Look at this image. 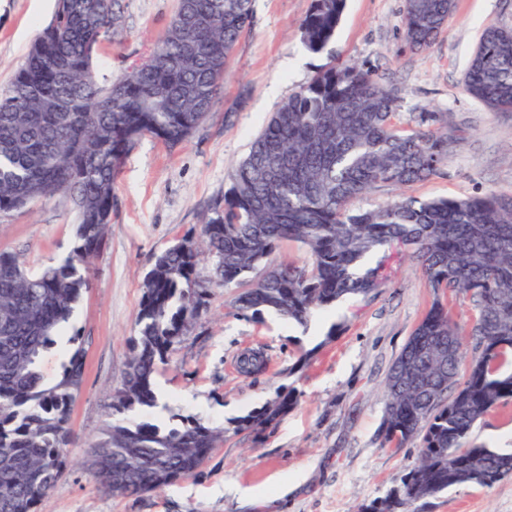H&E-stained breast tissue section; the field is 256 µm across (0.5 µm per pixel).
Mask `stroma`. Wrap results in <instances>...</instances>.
I'll return each mask as SVG.
<instances>
[{
	"mask_svg": "<svg viewBox=\"0 0 512 512\" xmlns=\"http://www.w3.org/2000/svg\"><path fill=\"white\" fill-rule=\"evenodd\" d=\"M178 0H122L123 29L97 50L101 73L119 75L160 38ZM311 0H252L211 116L182 145L152 137L125 155L115 181L112 224L91 266L92 286L73 326L84 352L83 383L73 405L66 469L40 512H358L385 497L413 465L418 442L383 443L388 370L429 310L433 293L410 260L380 290L345 300L301 328L275 316L243 317L232 289L206 279V311L176 344L156 377L162 404L151 417L193 415L224 425L223 442L191 476L135 496L105 493L89 471L88 449L112 422V393L131 353L145 274L162 249L198 235L208 208L231 185L251 139L289 96L326 63L354 65L393 89L397 125L417 127L434 112L448 128V155L435 175L408 187L420 199L512 193V113L472 98L463 78L482 31L512 28V0H456L439 37L416 51L404 40V0H346L323 55L309 53L301 23ZM55 0H0V88L22 64L52 17ZM76 215L58 194L29 209L0 214V251L21 253L31 270L65 257ZM264 352L265 371L245 377L239 356ZM308 366L297 368L303 352ZM295 388L297 405L263 435L236 431L238 420ZM471 438L512 448V403L487 416ZM412 512H512V476L465 485L416 502Z\"/></svg>",
	"mask_w": 512,
	"mask_h": 512,
	"instance_id": "obj_1",
	"label": "stroma"
}]
</instances>
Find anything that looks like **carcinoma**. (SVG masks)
I'll use <instances>...</instances> for the list:
<instances>
[{"mask_svg":"<svg viewBox=\"0 0 512 512\" xmlns=\"http://www.w3.org/2000/svg\"><path fill=\"white\" fill-rule=\"evenodd\" d=\"M345 0H311L301 38L312 54L333 40ZM455 0H405V39L429 48ZM252 0H178L164 36L119 79L98 72L97 47L123 26L120 0H57L51 21L0 91V214L69 195L76 214L65 258L31 272L0 252V512H39L62 476L70 416L84 375L82 348L48 381L40 359L90 288L89 265L106 244L123 157L142 138L173 149L213 112ZM464 87L497 112H512V28L487 27ZM397 97L354 66L321 69L272 113L236 166L231 188L210 207L199 236L157 253L142 284L137 335L112 413L157 405L154 374L204 309L199 266L236 289L233 305L254 318L271 312L299 325L346 296L368 297L394 258L416 262L434 299L385 381L384 441L421 439L398 487L360 512H409L460 485L490 486L512 474V452L468 441L490 412L512 400V195L465 199L401 196L352 212L350 201L389 185L429 178L448 155L437 114L415 130L393 123ZM302 262L276 260L285 242ZM474 310L471 358L444 299ZM262 352L240 374L265 369ZM297 404L281 387L237 429L260 435ZM224 440L195 416L171 426L115 420L86 464L106 491L140 495L191 476Z\"/></svg>","mask_w":512,"mask_h":512,"instance_id":"carcinoma-1","label":"carcinoma"}]
</instances>
